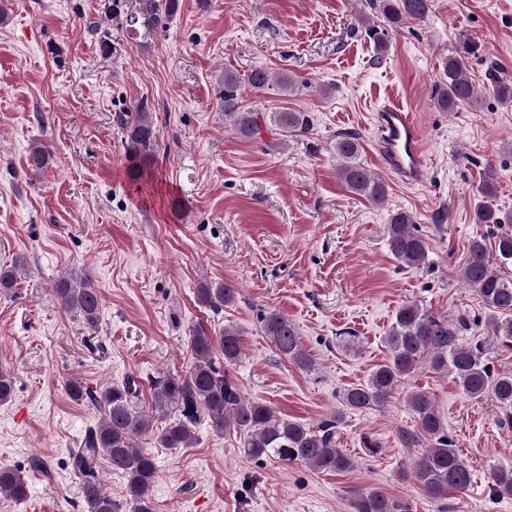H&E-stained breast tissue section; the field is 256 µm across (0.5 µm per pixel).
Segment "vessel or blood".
<instances>
[{"mask_svg": "<svg viewBox=\"0 0 512 512\" xmlns=\"http://www.w3.org/2000/svg\"><path fill=\"white\" fill-rule=\"evenodd\" d=\"M377 160L402 183L422 182L427 171L422 128L396 96H388L373 115Z\"/></svg>", "mask_w": 512, "mask_h": 512, "instance_id": "obj_1", "label": "vessel or blood"}]
</instances>
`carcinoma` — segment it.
Masks as SVG:
<instances>
[{
	"label": "carcinoma",
	"mask_w": 512,
	"mask_h": 512,
	"mask_svg": "<svg viewBox=\"0 0 512 512\" xmlns=\"http://www.w3.org/2000/svg\"><path fill=\"white\" fill-rule=\"evenodd\" d=\"M374 9L396 25L404 18H424L430 0H373ZM179 9V0H113L109 7L112 20L132 35L152 38L166 31L169 21ZM271 76L265 69H255L246 79L224 71V126L244 139L261 134L259 119L264 113L242 105L241 89L259 93L270 86ZM435 97L439 109L452 112L461 104L476 101V90L463 58L450 55L443 62L442 76ZM148 102L140 100L116 115L124 139L126 172L133 181L150 184L151 169L158 156L159 130L155 126ZM276 130L284 137L306 134L311 117L306 112L272 113ZM362 145L354 133H341L336 138V153L342 159L338 176L351 192L365 197L375 206L383 205L387 195L385 183L360 162ZM51 151L43 143L32 145L28 167L33 172L44 170ZM473 223L490 224L498 229L494 248H489L485 235L478 233L466 246L461 270L464 284L473 288L491 312L493 338L512 348V281L495 269V261L512 259V218L479 203L474 208ZM388 246L403 266H421L428 252L426 240L417 234L414 217L406 211L391 214L386 225ZM55 297L62 309L76 312L89 328L97 326L101 294L89 280L78 282L62 277L55 282ZM238 288L224 282L216 288L199 289V301L215 311L235 303ZM262 330L280 354L300 368L310 367V360L300 347V337L288 317L270 312L261 317ZM467 329L460 320L453 324L424 312L417 304L402 306L395 315L387 338L388 359L377 365L367 380L347 390L345 406L350 410L382 407L389 402L401 379L418 363L429 358L432 369L452 376L462 393L479 399L492 394L502 409L504 419H512V372L495 373L485 363V350L480 343L459 342V333ZM220 348L224 363L235 364L242 355L237 330L224 328L219 338L198 329L191 336L194 363L183 374L167 375L153 382L155 407L168 411L165 426L158 435L164 448H188L195 438L194 429L202 421L217 433L233 427L243 434L244 453L254 459L276 457L284 462H302L315 470L343 472L351 468V459L337 448V419H325L316 426L285 419L268 405L250 401L239 392L237 384L215 367V348ZM75 401L91 400L99 408L101 418L84 440L83 448L73 453V467L80 473L95 469L98 458L107 457L112 469L126 479L130 512H153L151 488L157 477L152 456L136 446V440L150 428L146 411L137 408L133 382L114 383L94 393L78 380L68 384ZM409 405L418 419L419 428L431 441L412 462L415 480L432 498L441 499L448 492H462L471 484V470L458 450L453 448L435 403L425 394H414ZM491 488L498 497L512 498V469L497 468L490 473ZM0 494L20 499L27 494V483L21 472L9 466L0 467ZM84 512H120V506L97 481L87 480L82 486ZM353 512H409L406 503L376 490L357 491L352 498Z\"/></svg>",
	"instance_id": "cac0c4a2"
}]
</instances>
